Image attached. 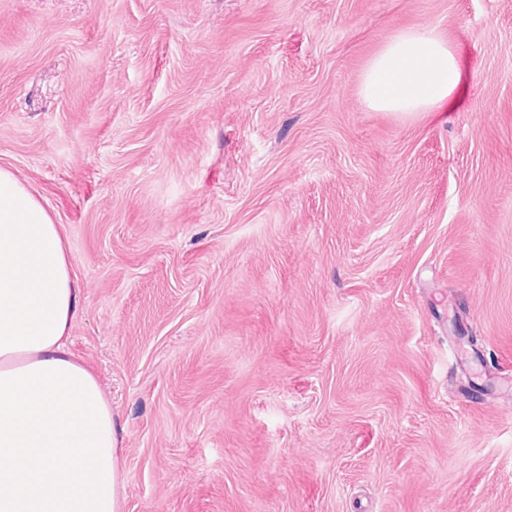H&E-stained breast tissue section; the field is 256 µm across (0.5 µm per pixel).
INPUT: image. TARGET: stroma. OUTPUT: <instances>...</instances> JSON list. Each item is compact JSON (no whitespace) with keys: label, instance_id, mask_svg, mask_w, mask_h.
<instances>
[{"label":"stroma","instance_id":"stroma-1","mask_svg":"<svg viewBox=\"0 0 512 512\" xmlns=\"http://www.w3.org/2000/svg\"><path fill=\"white\" fill-rule=\"evenodd\" d=\"M419 25L456 104L369 110ZM0 168L122 512H512V0H0Z\"/></svg>","mask_w":512,"mask_h":512}]
</instances>
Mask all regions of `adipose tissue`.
I'll list each match as a JSON object with an SVG mask.
<instances>
[{
    "mask_svg": "<svg viewBox=\"0 0 512 512\" xmlns=\"http://www.w3.org/2000/svg\"><path fill=\"white\" fill-rule=\"evenodd\" d=\"M464 75L432 27L399 32L370 61L361 97L377 112H436ZM78 289L42 203L0 169V512H120L112 409L72 352Z\"/></svg>",
    "mask_w": 512,
    "mask_h": 512,
    "instance_id": "adipose-tissue-1",
    "label": "adipose tissue"
}]
</instances>
